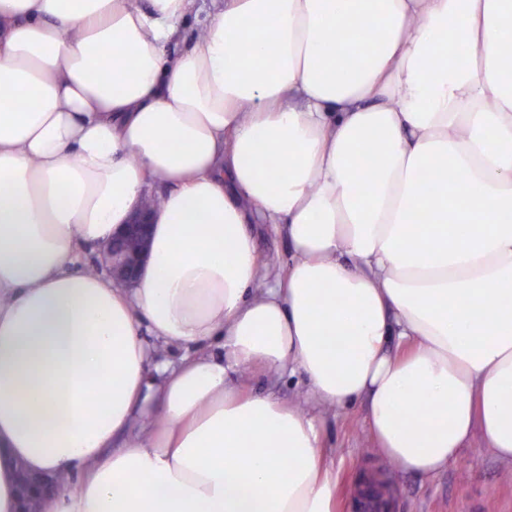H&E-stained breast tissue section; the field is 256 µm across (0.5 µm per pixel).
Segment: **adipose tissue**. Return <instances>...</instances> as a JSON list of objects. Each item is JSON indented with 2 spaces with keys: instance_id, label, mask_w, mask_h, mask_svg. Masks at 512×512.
I'll use <instances>...</instances> for the list:
<instances>
[{
  "instance_id": "adipose-tissue-1",
  "label": "adipose tissue",
  "mask_w": 512,
  "mask_h": 512,
  "mask_svg": "<svg viewBox=\"0 0 512 512\" xmlns=\"http://www.w3.org/2000/svg\"><path fill=\"white\" fill-rule=\"evenodd\" d=\"M507 42L512 0H0V512H338L255 369L419 475L512 462ZM151 196L138 282L86 265ZM254 233L260 254L276 268L284 270L290 256L288 239L263 225L255 226ZM247 385L258 394H270L283 403L303 402L308 396L307 380L301 373L294 377L278 379L256 373L246 379Z\"/></svg>"
}]
</instances>
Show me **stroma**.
<instances>
[{"label":"stroma","instance_id":"1","mask_svg":"<svg viewBox=\"0 0 512 512\" xmlns=\"http://www.w3.org/2000/svg\"><path fill=\"white\" fill-rule=\"evenodd\" d=\"M247 385L284 403L304 401L303 375L276 378L251 375ZM366 405L321 413L324 447L338 479L339 512H357V484L362 473L379 476L388 498L384 512H512V466L503 464L474 437L460 461L432 477L388 463L371 449L365 428Z\"/></svg>","mask_w":512,"mask_h":512}]
</instances>
